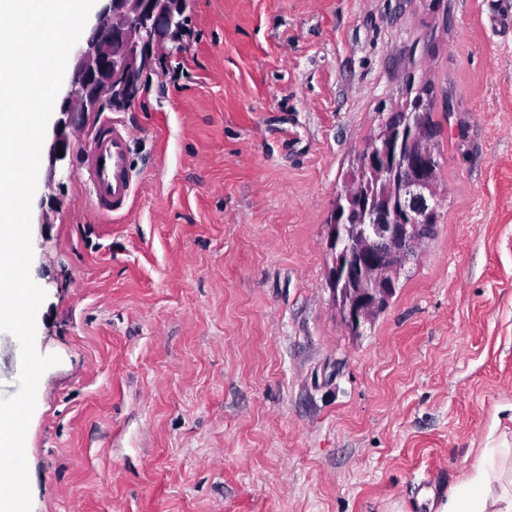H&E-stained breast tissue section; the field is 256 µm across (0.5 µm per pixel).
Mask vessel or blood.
I'll return each instance as SVG.
<instances>
[{"instance_id": "b4317fda", "label": "vessel or blood", "mask_w": 512, "mask_h": 512, "mask_svg": "<svg viewBox=\"0 0 512 512\" xmlns=\"http://www.w3.org/2000/svg\"><path fill=\"white\" fill-rule=\"evenodd\" d=\"M133 136L121 121L98 119L83 137L80 178L92 212L103 217L130 212L137 191L130 167Z\"/></svg>"}]
</instances>
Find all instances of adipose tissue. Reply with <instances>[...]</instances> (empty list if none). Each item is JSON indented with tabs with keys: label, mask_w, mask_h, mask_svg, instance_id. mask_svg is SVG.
<instances>
[{
	"label": "adipose tissue",
	"mask_w": 512,
	"mask_h": 512,
	"mask_svg": "<svg viewBox=\"0 0 512 512\" xmlns=\"http://www.w3.org/2000/svg\"><path fill=\"white\" fill-rule=\"evenodd\" d=\"M436 512H512V443L487 444Z\"/></svg>",
	"instance_id": "adipose-tissue-1"
}]
</instances>
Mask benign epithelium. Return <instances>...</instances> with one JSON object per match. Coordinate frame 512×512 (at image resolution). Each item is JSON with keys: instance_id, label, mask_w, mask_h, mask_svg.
Here are the masks:
<instances>
[{"instance_id": "obj_1", "label": "benign epithelium", "mask_w": 512, "mask_h": 512, "mask_svg": "<svg viewBox=\"0 0 512 512\" xmlns=\"http://www.w3.org/2000/svg\"><path fill=\"white\" fill-rule=\"evenodd\" d=\"M184 0H107L73 50L69 89L55 107L45 160L54 172L73 152L79 118L136 95L155 48L178 24ZM63 153H58V150ZM444 161L424 102L398 104L357 154L336 191L326 225L327 283L344 326L359 334L396 292L400 275L429 233L442 202Z\"/></svg>"}]
</instances>
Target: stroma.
Segmentation results:
<instances>
[{
	"mask_svg": "<svg viewBox=\"0 0 512 512\" xmlns=\"http://www.w3.org/2000/svg\"><path fill=\"white\" fill-rule=\"evenodd\" d=\"M426 92L446 201L360 334L336 190ZM110 117L128 216L40 171L31 512H429L512 440V0H187Z\"/></svg>",
	"mask_w": 512,
	"mask_h": 512,
	"instance_id": "stroma-1",
	"label": "stroma"
}]
</instances>
